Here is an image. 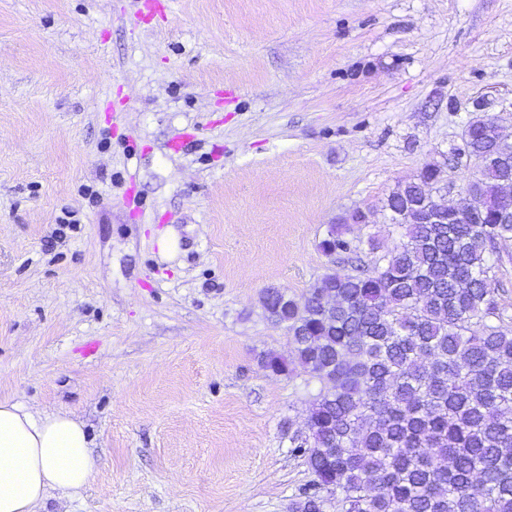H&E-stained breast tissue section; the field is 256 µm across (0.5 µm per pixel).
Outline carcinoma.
Listing matches in <instances>:
<instances>
[{"mask_svg": "<svg viewBox=\"0 0 512 512\" xmlns=\"http://www.w3.org/2000/svg\"><path fill=\"white\" fill-rule=\"evenodd\" d=\"M464 134L482 156L466 183L481 213L432 223L442 168L429 164L387 197L400 237L370 238L371 263L326 273L299 297L261 296L320 384L308 436L292 438L312 481L291 512H512V323L489 280L497 244L512 239L497 195L512 146L494 142L485 117ZM319 249L358 253L341 224Z\"/></svg>", "mask_w": 512, "mask_h": 512, "instance_id": "cac0c4a2", "label": "carcinoma"}]
</instances>
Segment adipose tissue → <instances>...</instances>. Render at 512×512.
Instances as JSON below:
<instances>
[{
    "label": "adipose tissue",
    "instance_id": "1",
    "mask_svg": "<svg viewBox=\"0 0 512 512\" xmlns=\"http://www.w3.org/2000/svg\"><path fill=\"white\" fill-rule=\"evenodd\" d=\"M92 468L83 423L0 401V512H39L50 492L84 488Z\"/></svg>",
    "mask_w": 512,
    "mask_h": 512
}]
</instances>
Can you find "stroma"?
<instances>
[{"label": "stroma", "mask_w": 512, "mask_h": 512, "mask_svg": "<svg viewBox=\"0 0 512 512\" xmlns=\"http://www.w3.org/2000/svg\"><path fill=\"white\" fill-rule=\"evenodd\" d=\"M165 2L0 0V401L85 424L43 512H288L320 385L262 293L349 272L332 225L392 245L426 165L462 201L467 121L512 140V0Z\"/></svg>", "instance_id": "stroma-1"}]
</instances>
